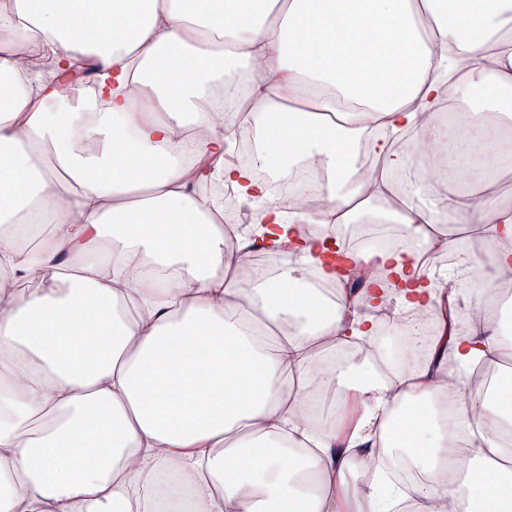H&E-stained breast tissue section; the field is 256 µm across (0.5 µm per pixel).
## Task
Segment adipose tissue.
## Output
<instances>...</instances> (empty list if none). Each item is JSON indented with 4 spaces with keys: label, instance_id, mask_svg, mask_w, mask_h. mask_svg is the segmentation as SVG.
Listing matches in <instances>:
<instances>
[{
    "label": "adipose tissue",
    "instance_id": "obj_1",
    "mask_svg": "<svg viewBox=\"0 0 512 512\" xmlns=\"http://www.w3.org/2000/svg\"><path fill=\"white\" fill-rule=\"evenodd\" d=\"M509 137L512 0H0V512H512V388L475 379L502 314L461 331L415 250L340 275L298 234L399 224L466 267L464 229L494 245L484 290L512 287ZM305 164L315 210L272 193ZM210 180L257 206L272 277ZM385 310L434 336L391 348ZM407 463L393 496L364 479ZM251 223L252 221L249 214L245 215L241 206L239 208L237 219L234 217V214L232 218H228L225 214V217L223 218L224 231L231 239L234 246L233 248L246 245L247 241L252 239L249 232Z\"/></svg>",
    "mask_w": 512,
    "mask_h": 512
}]
</instances>
